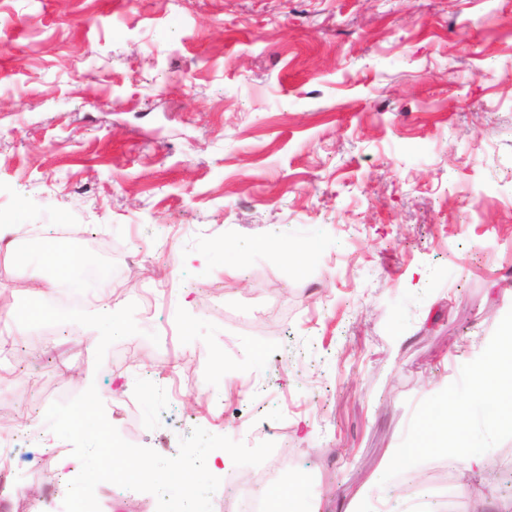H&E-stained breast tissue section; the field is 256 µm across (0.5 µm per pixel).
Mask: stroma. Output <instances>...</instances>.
Segmentation results:
<instances>
[{"instance_id":"stroma-1","label":"stroma","mask_w":512,"mask_h":512,"mask_svg":"<svg viewBox=\"0 0 512 512\" xmlns=\"http://www.w3.org/2000/svg\"><path fill=\"white\" fill-rule=\"evenodd\" d=\"M112 260L99 309L0 355V410L96 385L130 443L269 426L316 512H499L512 431L463 422L512 324V0H0V225ZM438 448L412 460L425 416ZM501 459L445 469L458 426ZM20 443L0 512L78 460ZM53 490H24L44 470ZM101 512H156L102 483Z\"/></svg>"}]
</instances>
